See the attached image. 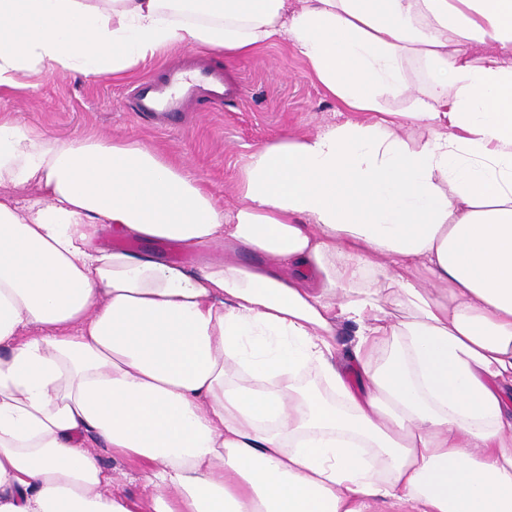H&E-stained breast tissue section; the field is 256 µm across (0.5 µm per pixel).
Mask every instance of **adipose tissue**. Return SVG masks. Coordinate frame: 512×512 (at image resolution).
Masks as SVG:
<instances>
[{"label":"adipose tissue","mask_w":512,"mask_h":512,"mask_svg":"<svg viewBox=\"0 0 512 512\" xmlns=\"http://www.w3.org/2000/svg\"><path fill=\"white\" fill-rule=\"evenodd\" d=\"M277 41L366 118L259 147L227 209L0 119V512H512V0H0V89ZM178 246L186 255L185 260H176L170 255V248ZM152 249L156 251L166 261L181 263L189 268H194L203 261L210 260L211 258H220L224 256V250L220 247L206 246L196 251L190 252L184 250L182 247L171 242H162L153 244ZM103 464L112 468V491L135 499H143L145 492L141 482L146 465L136 460H112V456L101 452Z\"/></svg>","instance_id":"adipose-tissue-1"}]
</instances>
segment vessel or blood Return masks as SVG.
I'll return each mask as SVG.
<instances>
[{
    "mask_svg": "<svg viewBox=\"0 0 512 512\" xmlns=\"http://www.w3.org/2000/svg\"><path fill=\"white\" fill-rule=\"evenodd\" d=\"M223 96V68L205 61L190 67L181 63L169 65L160 81H144L131 93L136 112L146 117L162 115L172 119L179 117L187 100Z\"/></svg>",
    "mask_w": 512,
    "mask_h": 512,
    "instance_id": "b4317fda",
    "label": "vessel or blood"
}]
</instances>
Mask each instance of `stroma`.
<instances>
[{
	"mask_svg": "<svg viewBox=\"0 0 512 512\" xmlns=\"http://www.w3.org/2000/svg\"><path fill=\"white\" fill-rule=\"evenodd\" d=\"M186 52L183 46L167 48L123 77L41 71L29 77L26 89L0 90V117L58 138H125L158 148L186 165L226 207L235 203L239 175L257 148L284 133H314L348 117L291 44L276 43L249 57L209 52L210 61L241 85V95L200 102L188 124L157 128L132 111L126 87ZM102 461L112 470L113 492L144 498L143 462L115 460L107 453Z\"/></svg>",
	"mask_w": 512,
	"mask_h": 512,
	"instance_id": "1",
	"label": "stroma"
}]
</instances>
